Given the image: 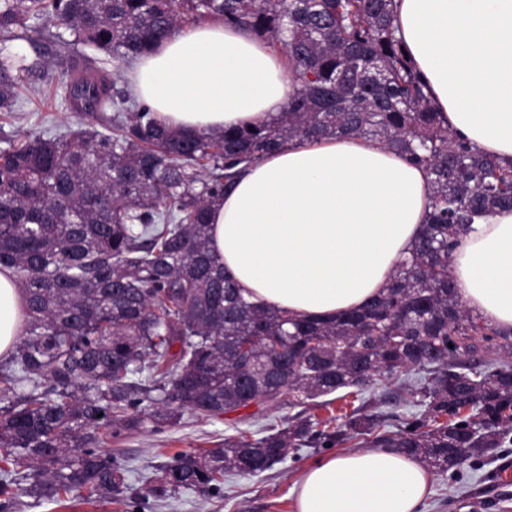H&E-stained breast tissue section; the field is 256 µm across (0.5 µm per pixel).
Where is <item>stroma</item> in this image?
<instances>
[{
	"mask_svg": "<svg viewBox=\"0 0 512 512\" xmlns=\"http://www.w3.org/2000/svg\"><path fill=\"white\" fill-rule=\"evenodd\" d=\"M82 114L66 109L54 100V92L42 89L31 94L24 111L0 112V129L22 138L44 127L79 129ZM292 414L287 401L201 418L184 409L171 422L158 428L110 439L109 448L117 450L131 470L127 477L125 499L105 504H87L75 499L67 502L21 495L16 512H128L138 506L140 512H294L295 482L299 473L315 460L328 454L355 450V443L335 444L331 448L304 447L273 469L255 477L230 476L224 482L222 496L205 489L182 491L162 505L145 496L142 474L174 455L195 448H215L226 435L239 430L255 433L271 425H284ZM512 468V447L498 449L496 457L469 472L460 481L432 475L425 501V512H512V479L501 480L500 472Z\"/></svg>",
	"mask_w": 512,
	"mask_h": 512,
	"instance_id": "1",
	"label": "stroma"
}]
</instances>
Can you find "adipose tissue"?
<instances>
[{
  "mask_svg": "<svg viewBox=\"0 0 512 512\" xmlns=\"http://www.w3.org/2000/svg\"><path fill=\"white\" fill-rule=\"evenodd\" d=\"M394 14L445 126L512 162V0H395ZM125 79L160 121L187 132L267 121L299 89L279 48L218 17L175 30ZM430 194L427 169L381 143L290 139L212 208L211 250L245 298L333 317L386 287L422 234ZM449 270L469 310L512 328V209L473 225ZM24 307L0 270V360L23 331ZM429 483L419 458L344 452L301 472L295 512H423Z\"/></svg>",
  "mask_w": 512,
  "mask_h": 512,
  "instance_id": "obj_1",
  "label": "adipose tissue"
}]
</instances>
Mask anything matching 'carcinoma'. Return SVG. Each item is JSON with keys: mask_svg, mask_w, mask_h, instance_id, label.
<instances>
[{"mask_svg": "<svg viewBox=\"0 0 512 512\" xmlns=\"http://www.w3.org/2000/svg\"><path fill=\"white\" fill-rule=\"evenodd\" d=\"M215 16L283 46L301 84L286 111L187 136L86 53L118 71ZM393 18V0H0V112L45 83L89 117L69 133L0 135V267L27 297L23 333L0 362V512L26 490L119 498L129 468L107 438L185 408L210 417L286 395L300 411L260 437L177 453L150 477L158 498L217 491L224 475L257 476L309 442L361 439L453 478L512 445V330L469 311L449 272L470 224L512 208V164L442 125ZM15 40L34 56L5 52ZM341 136L378 140L428 169L422 238L358 310L297 319L246 301L212 255L211 208L240 164L291 138ZM282 359L283 375L273 372ZM371 384L410 392L424 411L376 432ZM332 395L361 404L326 420L309 413Z\"/></svg>", "mask_w": 512, "mask_h": 512, "instance_id": "1", "label": "carcinoma"}]
</instances>
